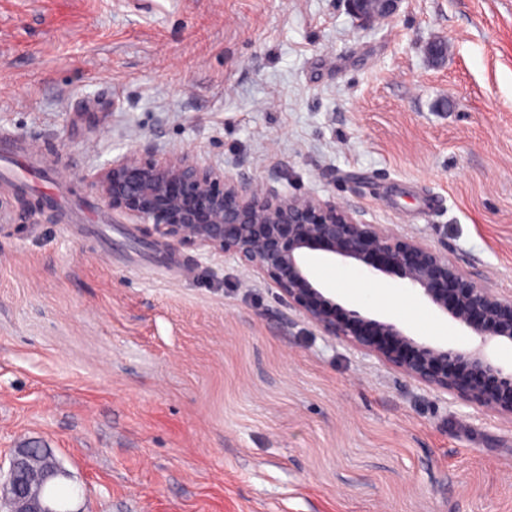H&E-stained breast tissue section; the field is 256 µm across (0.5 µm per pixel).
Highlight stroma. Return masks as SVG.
Returning a JSON list of instances; mask_svg holds the SVG:
<instances>
[{"label": "stroma", "mask_w": 512, "mask_h": 512, "mask_svg": "<svg viewBox=\"0 0 512 512\" xmlns=\"http://www.w3.org/2000/svg\"><path fill=\"white\" fill-rule=\"evenodd\" d=\"M447 47L433 59L428 47ZM0 468L51 449L68 512H512V416L323 335L228 256L159 247L89 179L135 145L419 238L512 299V0H0ZM112 229L111 243L89 232ZM348 309L440 346L417 309ZM401 2L402 0H347L349 11L365 25L389 19L398 11Z\"/></svg>", "instance_id": "stroma-1"}]
</instances>
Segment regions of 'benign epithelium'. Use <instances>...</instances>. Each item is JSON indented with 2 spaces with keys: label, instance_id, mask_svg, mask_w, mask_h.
Wrapping results in <instances>:
<instances>
[{
  "label": "benign epithelium",
  "instance_id": "1",
  "mask_svg": "<svg viewBox=\"0 0 512 512\" xmlns=\"http://www.w3.org/2000/svg\"><path fill=\"white\" fill-rule=\"evenodd\" d=\"M401 2L347 0L349 11L365 25L389 19ZM91 186L112 211L148 225L154 235L180 247L233 257L277 289L323 335L420 384L512 416V372L504 373L485 353L494 341L512 342V299L477 284L441 251L366 224L347 207L238 181L187 153L159 155L136 146L97 173ZM311 251L351 260L366 275L398 271L438 311L467 327L479 345L428 344L392 321L356 311L336 318V302L310 278L306 258ZM30 467L26 449H15L0 483V503L7 512H60L40 492L16 485L15 475Z\"/></svg>",
  "mask_w": 512,
  "mask_h": 512
}]
</instances>
